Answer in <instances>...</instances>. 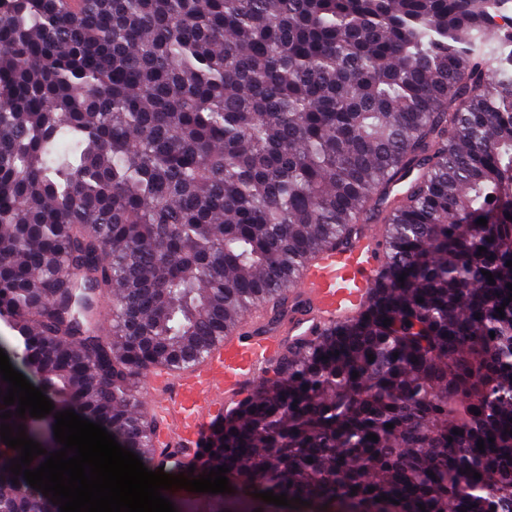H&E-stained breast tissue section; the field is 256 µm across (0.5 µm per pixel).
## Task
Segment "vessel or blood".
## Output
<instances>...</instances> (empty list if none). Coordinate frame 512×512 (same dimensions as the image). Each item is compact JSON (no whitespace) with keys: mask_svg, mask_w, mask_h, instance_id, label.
<instances>
[{"mask_svg":"<svg viewBox=\"0 0 512 512\" xmlns=\"http://www.w3.org/2000/svg\"><path fill=\"white\" fill-rule=\"evenodd\" d=\"M385 265L377 225H362L346 244L322 248L302 269L278 318L257 308L216 341L193 366L151 368L144 380L148 413L162 424L161 438L175 453L168 463L186 468L212 425L241 398L256 393L288 346L319 329L354 320L368 304Z\"/></svg>","mask_w":512,"mask_h":512,"instance_id":"vessel-or-blood-1","label":"vessel or blood"}]
</instances>
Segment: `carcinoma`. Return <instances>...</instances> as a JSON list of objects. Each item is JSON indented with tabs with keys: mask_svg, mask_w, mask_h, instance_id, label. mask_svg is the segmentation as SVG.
Segmentation results:
<instances>
[{
	"mask_svg": "<svg viewBox=\"0 0 512 512\" xmlns=\"http://www.w3.org/2000/svg\"><path fill=\"white\" fill-rule=\"evenodd\" d=\"M507 2L0 0V320L51 423L166 456L146 373L278 310L372 218L364 313L287 351L195 475L227 466L245 512L268 490L512 512V25L487 37ZM35 421L7 419L60 450ZM19 454L0 448V512H60Z\"/></svg>",
	"mask_w": 512,
	"mask_h": 512,
	"instance_id": "1",
	"label": "carcinoma"
}]
</instances>
